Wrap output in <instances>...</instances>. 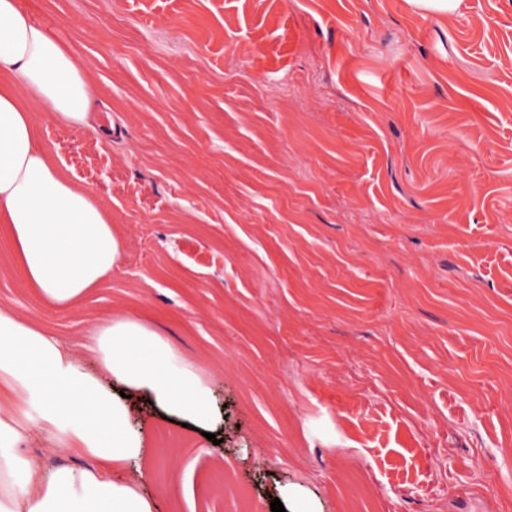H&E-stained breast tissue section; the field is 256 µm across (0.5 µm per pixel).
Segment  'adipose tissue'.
Returning a JSON list of instances; mask_svg holds the SVG:
<instances>
[{
	"instance_id": "1",
	"label": "adipose tissue",
	"mask_w": 512,
	"mask_h": 512,
	"mask_svg": "<svg viewBox=\"0 0 512 512\" xmlns=\"http://www.w3.org/2000/svg\"><path fill=\"white\" fill-rule=\"evenodd\" d=\"M96 94L81 56L18 0H0V233L24 287L54 310L81 306L111 279L124 234L111 204L45 146L31 105L88 130ZM86 336L76 354L47 324L0 303V512H156L144 483L148 441L130 423L129 397H147L197 433L220 420L197 362L146 321L111 316ZM43 440L87 466L34 464L27 450ZM132 464L139 479L124 475Z\"/></svg>"
}]
</instances>
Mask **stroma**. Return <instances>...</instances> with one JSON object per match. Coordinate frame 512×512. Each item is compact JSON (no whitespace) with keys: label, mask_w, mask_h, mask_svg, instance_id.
I'll return each instance as SVG.
<instances>
[{"label":"stroma","mask_w":512,"mask_h":512,"mask_svg":"<svg viewBox=\"0 0 512 512\" xmlns=\"http://www.w3.org/2000/svg\"><path fill=\"white\" fill-rule=\"evenodd\" d=\"M82 56L94 128L45 143L125 259L84 308L0 302L77 345L148 321L199 363L216 441L131 419L158 512H512V0H21ZM410 13H425L440 25H452L470 8L467 0H405Z\"/></svg>","instance_id":"35a3bbf8"}]
</instances>
